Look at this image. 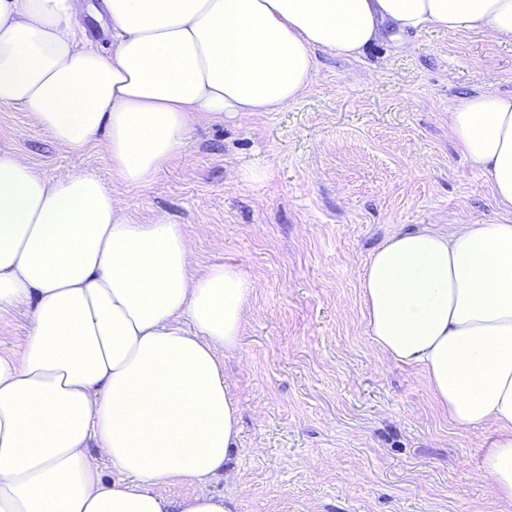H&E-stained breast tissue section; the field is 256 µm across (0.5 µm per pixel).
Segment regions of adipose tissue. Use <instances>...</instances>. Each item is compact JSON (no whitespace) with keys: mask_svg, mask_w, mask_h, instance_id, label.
<instances>
[{"mask_svg":"<svg viewBox=\"0 0 512 512\" xmlns=\"http://www.w3.org/2000/svg\"><path fill=\"white\" fill-rule=\"evenodd\" d=\"M425 28L512 42V0H0V107L71 153L105 139L113 178L142 189L203 116L282 111L318 52L355 58ZM448 128L511 215L512 95L455 98ZM360 288L386 361L419 367L461 432L493 427L482 471L511 505L512 223L394 232ZM249 295L236 265L197 269L181 225L129 221L97 174L50 180L1 149L0 312H32L0 353V512H237L209 486L238 481L224 358ZM178 483L192 493L160 494Z\"/></svg>","mask_w":512,"mask_h":512,"instance_id":"obj_1","label":"adipose tissue"}]
</instances>
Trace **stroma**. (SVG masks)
<instances>
[{
  "instance_id": "obj_1",
  "label": "stroma",
  "mask_w": 512,
  "mask_h": 512,
  "mask_svg": "<svg viewBox=\"0 0 512 512\" xmlns=\"http://www.w3.org/2000/svg\"><path fill=\"white\" fill-rule=\"evenodd\" d=\"M318 62L285 110L200 121L187 158L146 189L113 181L103 142L66 152L19 108L0 107V148L49 178L96 173L134 221L181 225L198 266L242 270L252 291L224 359L240 481L210 485L237 512H512L481 473L492 429L459 433L419 368L383 364L360 291L393 232L499 219L487 174L450 136L448 105L511 95L512 44L425 29ZM246 167L269 177L246 183Z\"/></svg>"
}]
</instances>
